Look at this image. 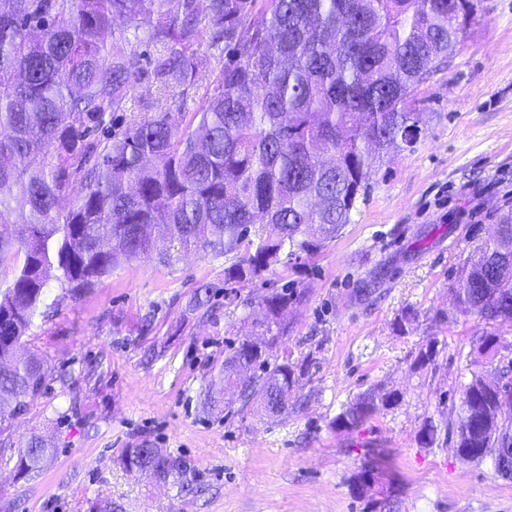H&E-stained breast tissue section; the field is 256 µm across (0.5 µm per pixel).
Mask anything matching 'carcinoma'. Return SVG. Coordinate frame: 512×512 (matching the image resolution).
Segmentation results:
<instances>
[{
  "instance_id": "carcinoma-1",
  "label": "carcinoma",
  "mask_w": 512,
  "mask_h": 512,
  "mask_svg": "<svg viewBox=\"0 0 512 512\" xmlns=\"http://www.w3.org/2000/svg\"><path fill=\"white\" fill-rule=\"evenodd\" d=\"M178 3L172 10L171 4ZM0 5V413L42 394L52 373L19 353L48 273L78 295L121 262L191 249L233 256L224 287L297 265L335 239L391 151L425 126L418 88L458 48L477 0H5ZM124 17L155 44V90L202 102L174 122L128 112L139 79ZM219 52L217 69L197 50ZM181 78L177 91L169 77ZM265 224L278 227L263 236ZM487 263L463 269L451 292L463 313L512 323V200L496 213ZM163 225V247L141 233ZM301 295L269 294L257 324L273 342ZM242 339L224 382L244 407L288 412L292 352L270 362ZM260 373L241 380L236 364ZM377 408L367 394L336 418L353 429ZM454 450L512 479V378L496 390L475 376L455 419ZM49 452L39 437L18 455L32 472ZM128 473L150 468L180 488L182 458L126 448Z\"/></svg>"
}]
</instances>
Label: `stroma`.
<instances>
[{"label": "stroma", "mask_w": 512, "mask_h": 512, "mask_svg": "<svg viewBox=\"0 0 512 512\" xmlns=\"http://www.w3.org/2000/svg\"><path fill=\"white\" fill-rule=\"evenodd\" d=\"M418 97L421 138L394 154L350 224L236 299L224 295L231 257L203 252L122 263L76 297L50 272L25 341L52 378L0 418V512H512V480L458 455L448 437L472 377L498 385L512 364V326L457 311L450 293L512 198V0H479L464 41ZM200 103L196 89L178 100L143 76L129 106L175 120ZM203 284L213 291L206 310L195 305ZM285 285L305 297L272 352L291 350L308 367L287 413L268 416L223 390L224 351L254 334L263 298ZM488 334L497 346L486 357ZM427 348L433 362L417 365ZM368 392L376 411L337 427ZM34 437L51 452L19 474L18 452ZM141 442L183 457L191 490L126 472L117 459Z\"/></svg>", "instance_id": "stroma-1"}]
</instances>
